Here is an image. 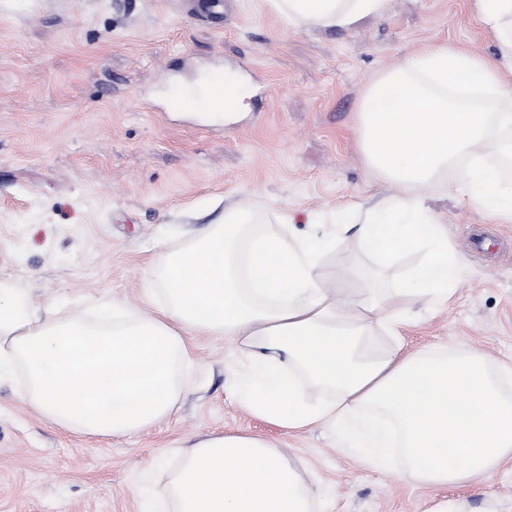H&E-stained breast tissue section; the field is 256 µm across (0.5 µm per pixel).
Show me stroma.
Segmentation results:
<instances>
[{"instance_id":"obj_1","label":"stroma","mask_w":512,"mask_h":512,"mask_svg":"<svg viewBox=\"0 0 512 512\" xmlns=\"http://www.w3.org/2000/svg\"><path fill=\"white\" fill-rule=\"evenodd\" d=\"M0 0V285L35 308L90 301L146 308L144 268L235 207L301 238L380 191L356 133L368 86L445 44L493 58L472 0H389L351 29L288 23L272 0ZM240 80L231 120L172 107L177 86ZM430 203L467 263L444 308L419 311L406 348L463 345L512 364V222L442 184ZM327 278L373 268L351 237L319 257ZM197 364L176 414L124 437H84L40 418L18 382L0 385V512H143L191 435L248 433L305 475L317 512H512V461L431 489L340 450L329 431H285L230 390L236 352L190 339Z\"/></svg>"}]
</instances>
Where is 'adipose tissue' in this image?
I'll use <instances>...</instances> for the list:
<instances>
[{
    "label": "adipose tissue",
    "instance_id": "ef3b65f1",
    "mask_svg": "<svg viewBox=\"0 0 512 512\" xmlns=\"http://www.w3.org/2000/svg\"><path fill=\"white\" fill-rule=\"evenodd\" d=\"M289 21L351 28L388 0H274ZM499 42L490 61L447 45L383 72L357 118L370 168L394 195L300 240L255 229L230 210L188 247L160 251L146 271L145 315L119 303L93 318L32 308L0 287V382L22 378L27 403L50 423L84 436H127L172 416L194 365L189 337L219 336L239 353L232 388L250 412L286 430L322 426L372 467L400 455L401 479L430 487L472 482L512 460V366L465 347L410 351L401 337L414 306L452 297L463 262L427 203L440 182L512 221V187L487 154L512 161V0H474ZM498 101L484 111L459 94ZM352 234L385 271L417 254L390 288L354 293L330 285L318 257ZM382 326L392 346L375 344ZM153 512H313L303 475L268 441L248 433L184 446Z\"/></svg>",
    "mask_w": 512,
    "mask_h": 512
}]
</instances>
